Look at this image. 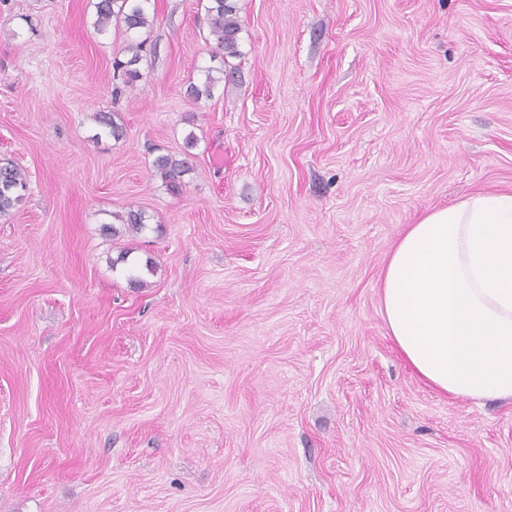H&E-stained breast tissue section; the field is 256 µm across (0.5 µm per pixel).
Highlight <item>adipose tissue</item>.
<instances>
[{"label": "adipose tissue", "mask_w": 512, "mask_h": 512, "mask_svg": "<svg viewBox=\"0 0 512 512\" xmlns=\"http://www.w3.org/2000/svg\"><path fill=\"white\" fill-rule=\"evenodd\" d=\"M380 279L387 334L421 380L453 398L512 401V194L427 212Z\"/></svg>", "instance_id": "adipose-tissue-1"}]
</instances>
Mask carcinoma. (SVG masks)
<instances>
[{
    "instance_id": "cac0c4a2",
    "label": "carcinoma",
    "mask_w": 512,
    "mask_h": 512,
    "mask_svg": "<svg viewBox=\"0 0 512 512\" xmlns=\"http://www.w3.org/2000/svg\"><path fill=\"white\" fill-rule=\"evenodd\" d=\"M150 0H96L94 3L96 19L93 23L94 32L105 33L116 23L126 32L141 35L153 24L149 14ZM205 10L209 19L210 35L214 41L212 56H221L223 67L204 70V78L198 83L187 87V95L198 101L212 97L216 84L235 73L230 60L241 56V26L237 16L236 0H208ZM147 39L131 40L123 47L122 52L128 55L125 60L115 59L113 69L120 76L126 87H132L141 78L137 65L146 50ZM105 133L114 139L124 135V127L115 117L107 112H99L95 116ZM154 173L159 176L165 186L173 193L182 190L184 176L193 170L192 153L186 151L180 155L160 154L152 162ZM28 189V174L24 169L9 159H0V217L9 216L24 199ZM113 218L122 224V228L107 227L112 236L120 232L127 234L139 233L145 226V217L138 210L129 209L113 214Z\"/></svg>"
}]
</instances>
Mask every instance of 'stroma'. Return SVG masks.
Listing matches in <instances>:
<instances>
[{
	"mask_svg": "<svg viewBox=\"0 0 512 512\" xmlns=\"http://www.w3.org/2000/svg\"><path fill=\"white\" fill-rule=\"evenodd\" d=\"M93 2L0 0V512H512V403L420 380L379 288L407 225L512 193V0H237L201 101L205 0H151L131 90ZM208 2L205 10L209 19L210 35L214 41L212 57L221 56L223 67L207 68L200 82L190 83L186 92L196 101L211 98L217 83L223 82L226 76L233 77L236 68L230 65L229 59L241 56V26L237 16L236 0H208ZM196 144L194 135L186 137L187 152L180 155L160 154L152 162L154 173L162 180L165 186L173 193L180 192L184 185V176L193 170L192 153L188 152ZM28 174L9 159H0V217L9 216L24 199Z\"/></svg>",
	"mask_w": 512,
	"mask_h": 512,
	"instance_id": "obj_1",
	"label": "stroma"
}]
</instances>
